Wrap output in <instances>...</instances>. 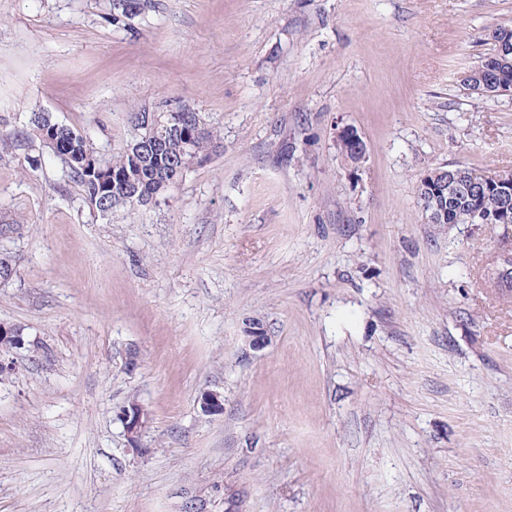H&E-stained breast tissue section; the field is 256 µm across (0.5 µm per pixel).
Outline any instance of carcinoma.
<instances>
[{
	"label": "carcinoma",
	"mask_w": 512,
	"mask_h": 512,
	"mask_svg": "<svg viewBox=\"0 0 512 512\" xmlns=\"http://www.w3.org/2000/svg\"><path fill=\"white\" fill-rule=\"evenodd\" d=\"M153 0H112V24L145 15ZM494 49L481 61L484 87L512 90V26L493 30ZM130 144L105 159L94 147L89 133L62 124L45 112L33 114L32 136L48 147L47 134L61 140L53 151L65 165L68 177L83 188L85 200L95 201L94 210L106 217L115 209H136L145 203L166 200L190 167L215 151L218 131L190 103L178 104L176 112L153 114L144 108L130 112ZM501 190L482 188L448 205V224H474L497 210Z\"/></svg>",
	"instance_id": "1"
}]
</instances>
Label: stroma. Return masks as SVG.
<instances>
[{
    "instance_id": "35a3bbf8",
    "label": "stroma",
    "mask_w": 512,
    "mask_h": 512,
    "mask_svg": "<svg viewBox=\"0 0 512 512\" xmlns=\"http://www.w3.org/2000/svg\"><path fill=\"white\" fill-rule=\"evenodd\" d=\"M109 3L0 0V129L47 112L107 158L134 107L188 101L222 145L103 217L0 141V323L38 343L0 383V512H512L504 228L428 223L417 193L512 171V93L460 83L512 0ZM112 23L125 25L127 20L144 16L153 7L152 0H112ZM337 144L341 153L351 163L358 164L366 158V144L354 129L343 128L340 130ZM118 415L127 437L136 444L147 423V410L140 403L133 401L130 406L120 410Z\"/></svg>"
}]
</instances>
